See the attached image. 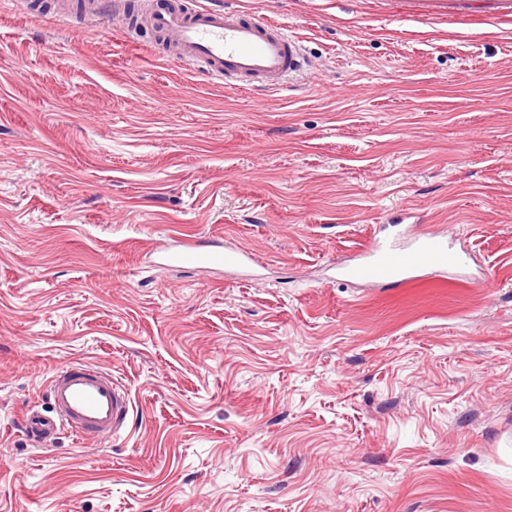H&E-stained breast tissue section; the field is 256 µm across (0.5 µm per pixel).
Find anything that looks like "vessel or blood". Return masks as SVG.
Segmentation results:
<instances>
[{
  "label": "vessel or blood",
  "instance_id": "vessel-or-blood-1",
  "mask_svg": "<svg viewBox=\"0 0 512 512\" xmlns=\"http://www.w3.org/2000/svg\"><path fill=\"white\" fill-rule=\"evenodd\" d=\"M148 24L166 34L183 60H199L213 76L249 78L267 89H282L286 79L305 68L301 48L292 35L271 21L246 17L201 0L186 11L177 0H150ZM406 243L396 246L374 239L354 257L331 263L336 280L369 286L411 284L423 273L462 280L470 255L444 233L401 225ZM164 262L186 270L243 268L250 253L239 247L221 248L177 237L162 253ZM48 400L56 413L46 419L28 415L22 426L30 439L44 444L64 425L87 438L112 437L125 426L131 401L128 392L98 366L76 363L58 371L49 382Z\"/></svg>",
  "mask_w": 512,
  "mask_h": 512
}]
</instances>
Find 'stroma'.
I'll list each match as a JSON object with an SVG mask.
<instances>
[{
	"label": "stroma",
	"mask_w": 512,
	"mask_h": 512,
	"mask_svg": "<svg viewBox=\"0 0 512 512\" xmlns=\"http://www.w3.org/2000/svg\"><path fill=\"white\" fill-rule=\"evenodd\" d=\"M50 2L0 0V512H512V0H224L298 37L277 92ZM400 214L489 286L327 281ZM79 361L124 431L34 446ZM161 259L186 270L243 268L255 263L251 254L239 247L198 244L182 237H175L162 253ZM22 427L32 441L43 446L47 440L56 434L57 422L53 419L30 414L23 419Z\"/></svg>",
	"instance_id": "stroma-1"
}]
</instances>
